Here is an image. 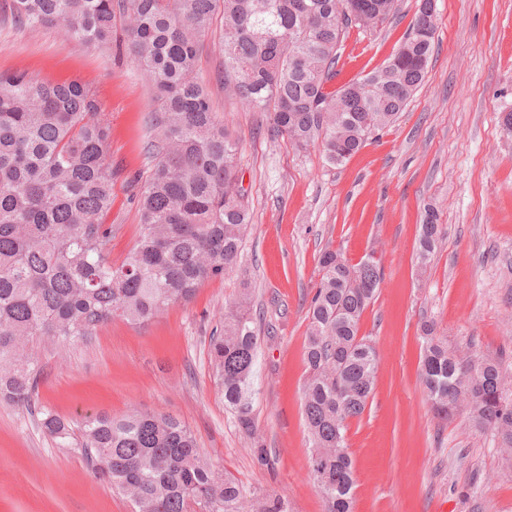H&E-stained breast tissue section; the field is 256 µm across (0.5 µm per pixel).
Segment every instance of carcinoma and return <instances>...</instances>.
<instances>
[{"mask_svg": "<svg viewBox=\"0 0 512 512\" xmlns=\"http://www.w3.org/2000/svg\"><path fill=\"white\" fill-rule=\"evenodd\" d=\"M396 0H9L0 12L36 30L66 27L90 47L124 42L161 101L151 123L154 165L141 182L137 243L112 262L108 163L111 123L98 95L78 79L35 81L0 72V401L36 407L42 337L89 339L114 319L145 325L189 303L207 280L236 268L252 215L240 183L241 147L198 81L201 37L222 19L224 82L268 113L274 137L318 148L332 165L390 126L419 88L433 53L435 10L418 7L398 50L361 79L336 89L340 49L351 29H375ZM427 209L416 242L427 269L442 238ZM310 299L303 410L312 442L311 475L327 512H352L347 420L375 388L378 360L360 335L382 280L370 258L349 264L326 249ZM251 290L224 309L210 363L239 431L259 442L254 416L258 336ZM422 376L432 407L459 406L494 429L512 462V397L498 363H466L423 324ZM40 428L86 458L94 478L129 496L132 512H288L282 496L247 498L238 482L200 451L180 419L133 409L88 415L78 429L46 409Z\"/></svg>", "mask_w": 512, "mask_h": 512, "instance_id": "carcinoma-1", "label": "carcinoma"}]
</instances>
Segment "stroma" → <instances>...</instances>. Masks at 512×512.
<instances>
[{
    "label": "stroma",
    "instance_id": "stroma-1",
    "mask_svg": "<svg viewBox=\"0 0 512 512\" xmlns=\"http://www.w3.org/2000/svg\"><path fill=\"white\" fill-rule=\"evenodd\" d=\"M417 0H397L391 20L351 30L342 78L362 77L395 52ZM435 52L422 87L388 128L340 166L316 148L272 138L264 113L222 78L220 30L201 39L197 77L242 145L240 180L252 212L237 268L206 281L190 303L152 322L121 320L85 341L43 339L39 404L79 421L136 407L181 419L200 448L248 496H284L289 512H325L311 475L303 414L306 311L324 249L350 263L378 260L382 281L360 333L378 371L365 411L349 419L353 512H512V465L501 439L465 412L444 419L421 378V325L450 351L493 360L512 376V0H436ZM35 80L78 76L106 101L112 123L113 261L133 248L140 216L136 175L159 102L125 46L87 47L63 27L30 30L0 20V72ZM445 235L427 270L415 243L425 207ZM251 289L259 336L255 418L263 445L239 433L214 381L209 341L225 304ZM0 512H130L96 481L77 449L45 436L36 415L0 403Z\"/></svg>",
    "mask_w": 512,
    "mask_h": 512
}]
</instances>
